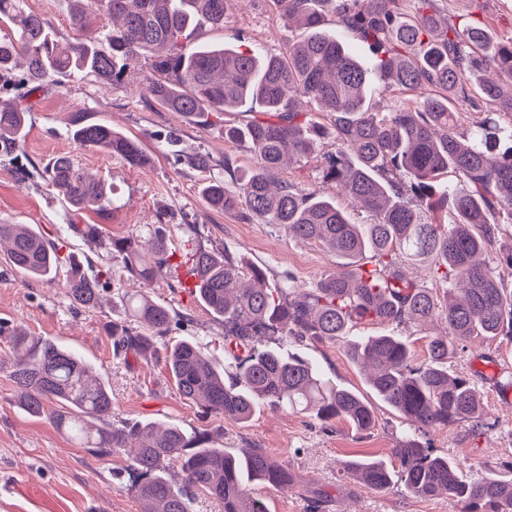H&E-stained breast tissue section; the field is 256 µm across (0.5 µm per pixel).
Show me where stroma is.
<instances>
[{"instance_id": "obj_1", "label": "stroma", "mask_w": 512, "mask_h": 512, "mask_svg": "<svg viewBox=\"0 0 512 512\" xmlns=\"http://www.w3.org/2000/svg\"><path fill=\"white\" fill-rule=\"evenodd\" d=\"M449 22L485 26L498 40L512 41V0H435ZM305 31L289 26L280 0H229L224 26L203 28L200 43L230 46L261 54H283L289 42ZM149 70L139 66L123 82L106 83L88 75H59L26 115L19 148L0 152V221L30 225L54 243L60 255L73 254L96 278L101 304L74 307L62 278L25 277L0 252V359L15 351L9 332L19 330L35 339H50L77 351L112 389L116 420L164 422L185 430L207 431L218 448L235 453L260 448L297 475L293 486L278 490L254 484L250 490L269 512H463L464 503L448 496L420 497L396 485L377 492L342 477V460L374 457L392 462V450L406 435L415 434L404 418L377 400L359 368L346 354L344 341L289 342L288 351L312 360L325 379L349 389L374 408L375 425L360 432L343 420L325 426L316 417L259 407L241 424L222 415L202 420L195 405L185 401L170 379L162 359L121 358L112 352L106 326L128 319L124 293L146 291L176 315L168 342L193 340L203 345L217 366L231 363L224 352V324L208 312L184 282L190 269L191 245L211 252H231L263 267L269 287L293 275L298 287L312 288L340 263L321 244L277 231L243 205L218 211L202 195L205 183L227 180L225 161L245 170L255 162L243 145L226 141L224 126L250 120L249 107L218 112L201 122L168 111L147 92ZM112 126L139 140L148 156L140 167L122 156L77 143L72 117ZM329 142L318 144L311 157L282 168L278 177L304 188L323 187L355 222L365 212L352 207L335 185L323 184L322 168ZM70 155L85 171L112 188V204L104 212H71L45 179L47 165ZM200 154L208 168L192 166ZM75 224H97L102 241L75 235ZM165 227L173 254L151 284L113 277L120 261L112 259L104 239L133 231ZM512 371V343L495 338L474 342L467 352L449 359L448 372L471 378L479 397L481 421L457 422L417 434L435 454L460 464L469 480L481 479L496 463L512 460V391L501 393L497 379ZM127 456L99 457L80 447L47 418L29 416L19 406L7 370L0 369V512H140V504L122 471ZM328 497L322 508L313 502Z\"/></svg>"}]
</instances>
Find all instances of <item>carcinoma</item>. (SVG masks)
<instances>
[{
    "instance_id": "1",
    "label": "carcinoma",
    "mask_w": 512,
    "mask_h": 512,
    "mask_svg": "<svg viewBox=\"0 0 512 512\" xmlns=\"http://www.w3.org/2000/svg\"><path fill=\"white\" fill-rule=\"evenodd\" d=\"M227 2L73 0L72 25L78 31L112 20L104 48L96 35L63 47L44 17L23 8L24 0H0V22L10 28L0 36V78L22 67L31 95L60 74L119 82L143 62L150 71L147 91L170 112L204 119L258 105L251 120L224 126V138L246 145L254 166L231 175L229 186L207 183L206 202L226 210L242 199L266 223L296 239L317 241L341 259L339 269L314 288L295 287L292 276L269 288L262 269L228 254L193 249L195 292L224 319V351L234 365L219 370L191 340L164 345L165 366L179 394L206 416L223 414L244 423L267 404L369 430L374 412L358 394L324 379L305 358L257 347L263 336H278L283 343L344 339L375 395L411 424L445 428L479 417L471 380L449 375L447 365L474 337L512 342V288L501 275L512 271V250H495L499 224H512V122L504 128L497 120L512 119V42L496 46L481 26L448 22L430 12L433 0H329L337 25L373 51L368 66L343 40L323 31L318 0H282L288 19L307 30L304 40L288 43L285 54L189 50L199 22L224 27ZM375 74L407 90L431 86L436 95L373 112L366 99ZM300 97L314 100L330 124L300 110ZM459 100L484 114L465 144L458 133L461 113L453 109ZM30 110L28 104L0 107L1 146L19 143ZM73 127L83 145L119 154L133 166L146 163L137 141L106 124L78 115ZM325 139L332 140L333 150L325 156L323 181L364 209L369 223H355L315 189L290 182L272 189L285 165L312 155L315 143ZM45 173L78 211L103 212L112 205L105 183L66 155L55 158ZM149 234L150 261L142 254L141 235L110 240L112 258L146 284L172 258L164 228ZM4 240L15 270L51 280L64 264L70 301L85 309L99 305V283L28 225L0 224ZM405 258L426 264L431 283L448 286L444 295L407 277L401 270ZM126 303L145 332L112 323L108 333L115 355L157 351V341L170 330L171 310L145 293L126 295ZM437 315L446 330L428 337V358L418 366L408 343L392 332L347 335L354 322L399 327ZM10 340L31 345L27 356L9 365L20 407L33 417H48L98 455L129 451L125 473L142 512H193L200 496L218 500L224 512H267L249 485L293 482L291 467L258 448L230 454L211 447L205 431L113 421L112 391L78 353L50 340L30 342L22 335ZM49 402L59 408L47 411ZM392 454L398 462L392 469L381 460L347 459L340 471L377 491L400 484L416 496L459 499L467 512H512V461L468 481L458 463L413 436L402 438ZM176 463L178 479L168 474Z\"/></svg>"
}]
</instances>
